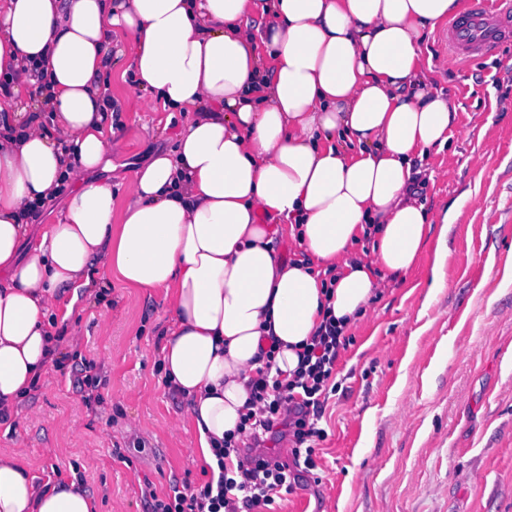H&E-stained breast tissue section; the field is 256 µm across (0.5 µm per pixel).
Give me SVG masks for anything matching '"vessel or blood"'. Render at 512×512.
Instances as JSON below:
<instances>
[{
	"label": "vessel or blood",
	"mask_w": 512,
	"mask_h": 512,
	"mask_svg": "<svg viewBox=\"0 0 512 512\" xmlns=\"http://www.w3.org/2000/svg\"><path fill=\"white\" fill-rule=\"evenodd\" d=\"M512 41V0H484L448 23L443 43L449 64L460 66L496 54Z\"/></svg>",
	"instance_id": "b4317fda"
}]
</instances>
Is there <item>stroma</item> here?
Instances as JSON below:
<instances>
[{
	"instance_id": "obj_1",
	"label": "stroma",
	"mask_w": 512,
	"mask_h": 512,
	"mask_svg": "<svg viewBox=\"0 0 512 512\" xmlns=\"http://www.w3.org/2000/svg\"><path fill=\"white\" fill-rule=\"evenodd\" d=\"M442 28L425 35L421 72L452 106L447 144L415 157L414 188L447 257L433 287L434 250L388 278L350 330L336 390L320 422L317 467L274 512H512V43L461 67L443 64ZM130 47L112 40L102 82L116 104L110 158L116 205L128 162L174 148L186 119L145 107ZM72 329L62 368L0 424V452L19 451L39 482L79 477L99 512H147L142 493L208 481L187 403L159 363L171 326L164 289L116 277L98 297L65 292ZM92 359L103 401L87 409L70 376Z\"/></svg>"
}]
</instances>
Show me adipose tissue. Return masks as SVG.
Returning <instances> with one entry per match:
<instances>
[{"instance_id":"ef3b65f1","label":"adipose tissue","mask_w":512,"mask_h":512,"mask_svg":"<svg viewBox=\"0 0 512 512\" xmlns=\"http://www.w3.org/2000/svg\"><path fill=\"white\" fill-rule=\"evenodd\" d=\"M458 0H0V419L48 373V312L93 284L161 288V373L199 450L236 432L266 362L291 378L325 316L354 324L386 275L412 272L433 225L414 154L448 140L451 106L419 71ZM268 20L256 51L253 17ZM122 29L139 89L186 115L174 151L135 163L115 212L112 114L99 77ZM62 199L23 251L32 206ZM276 223H266V216ZM290 232L304 262L273 246ZM373 257L350 251L364 235ZM338 278L325 289L327 268ZM0 512H98L78 482L38 486L0 453Z\"/></svg>"}]
</instances>
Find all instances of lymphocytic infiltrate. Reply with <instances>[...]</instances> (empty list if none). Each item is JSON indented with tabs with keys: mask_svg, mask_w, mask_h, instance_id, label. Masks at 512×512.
Segmentation results:
<instances>
[{
	"mask_svg": "<svg viewBox=\"0 0 512 512\" xmlns=\"http://www.w3.org/2000/svg\"><path fill=\"white\" fill-rule=\"evenodd\" d=\"M349 343L343 327L330 318L305 346L293 380L259 372L250 382L251 410L241 421L245 443L225 436L214 451L216 478L199 487L177 489L163 498L146 491L148 512H266L281 492L292 491L297 475L291 463H302L308 471L316 467L313 441L324 436L318 426L324 399L339 352ZM280 426L287 427L294 442L289 463L253 451L263 435Z\"/></svg>",
	"mask_w": 512,
	"mask_h": 512,
	"instance_id": "obj_1",
	"label": "lymphocytic infiltrate"
}]
</instances>
